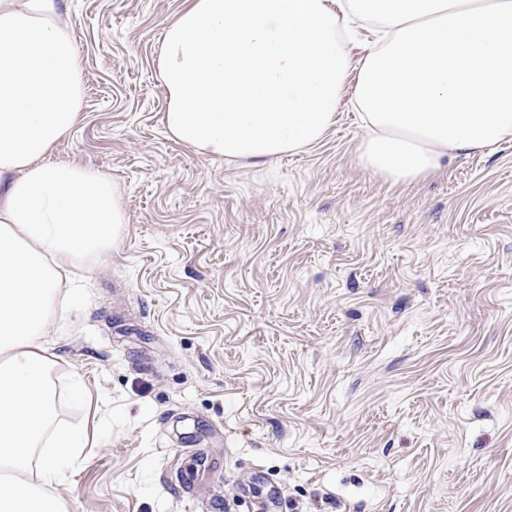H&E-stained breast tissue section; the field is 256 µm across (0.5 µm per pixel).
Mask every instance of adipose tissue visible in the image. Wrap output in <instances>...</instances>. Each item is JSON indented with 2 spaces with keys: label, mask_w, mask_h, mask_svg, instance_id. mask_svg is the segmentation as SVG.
<instances>
[{
  "label": "adipose tissue",
  "mask_w": 512,
  "mask_h": 512,
  "mask_svg": "<svg viewBox=\"0 0 512 512\" xmlns=\"http://www.w3.org/2000/svg\"><path fill=\"white\" fill-rule=\"evenodd\" d=\"M156 72L168 137L199 154L305 152L348 99L358 163L406 185L512 141V0H187ZM85 101L59 0H0V512H65L54 488L85 445L58 424L46 328L126 222L108 173L58 156Z\"/></svg>",
  "instance_id": "obj_1"
}]
</instances>
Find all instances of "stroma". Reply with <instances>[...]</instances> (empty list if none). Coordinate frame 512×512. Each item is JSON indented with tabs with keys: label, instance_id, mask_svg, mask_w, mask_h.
Returning <instances> with one entry per match:
<instances>
[{
	"label": "stroma",
	"instance_id": "35a3bbf8",
	"mask_svg": "<svg viewBox=\"0 0 512 512\" xmlns=\"http://www.w3.org/2000/svg\"><path fill=\"white\" fill-rule=\"evenodd\" d=\"M183 2L62 3L87 112L58 154L127 218L47 328L88 435L67 512H512V142L394 185L347 101L302 154H198L154 68ZM197 449L223 467L188 488Z\"/></svg>",
	"mask_w": 512,
	"mask_h": 512
}]
</instances>
